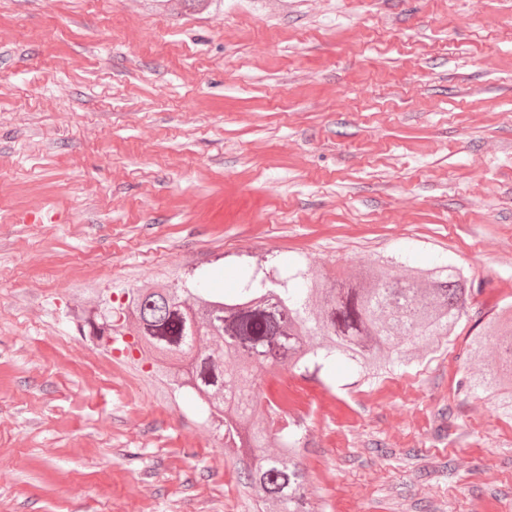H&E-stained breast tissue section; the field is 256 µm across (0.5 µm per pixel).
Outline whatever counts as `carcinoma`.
I'll return each instance as SVG.
<instances>
[{"label":"carcinoma","mask_w":512,"mask_h":512,"mask_svg":"<svg viewBox=\"0 0 512 512\" xmlns=\"http://www.w3.org/2000/svg\"><path fill=\"white\" fill-rule=\"evenodd\" d=\"M125 320L144 356L177 387L201 400L239 485L268 512H314L300 462L307 427L275 405L259 371L281 368L306 378L335 362L366 379L410 363L455 335L473 288L446 262L415 268L375 259L316 272L299 265L283 276L273 260L226 298L207 288L128 289ZM107 300L77 316L84 335H125ZM202 329L196 345L193 327ZM462 385L512 416V315L490 320L471 341Z\"/></svg>","instance_id":"cac0c4a2"}]
</instances>
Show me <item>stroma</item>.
Masks as SVG:
<instances>
[{
    "label": "stroma",
    "mask_w": 512,
    "mask_h": 512,
    "mask_svg": "<svg viewBox=\"0 0 512 512\" xmlns=\"http://www.w3.org/2000/svg\"><path fill=\"white\" fill-rule=\"evenodd\" d=\"M400 254L477 294L424 360L310 379L314 512H512V419L460 386L512 306V0H0V512H255L76 310Z\"/></svg>",
    "instance_id": "obj_1"
}]
</instances>
